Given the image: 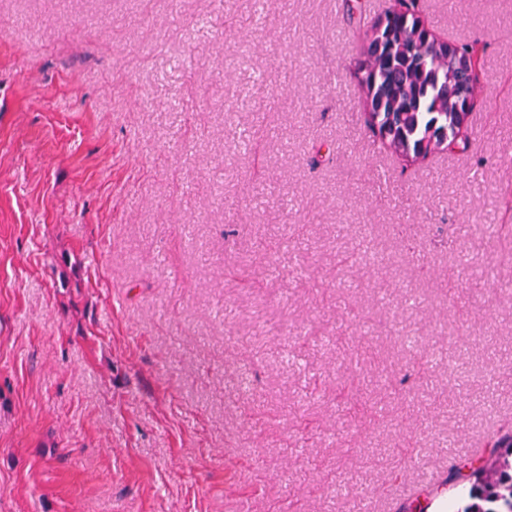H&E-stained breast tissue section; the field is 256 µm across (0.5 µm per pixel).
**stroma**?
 <instances>
[{
    "label": "stroma",
    "instance_id": "1",
    "mask_svg": "<svg viewBox=\"0 0 512 512\" xmlns=\"http://www.w3.org/2000/svg\"><path fill=\"white\" fill-rule=\"evenodd\" d=\"M384 9L0 0V512H399L512 425V0H423L487 50L411 166L351 74Z\"/></svg>",
    "mask_w": 512,
    "mask_h": 512
}]
</instances>
